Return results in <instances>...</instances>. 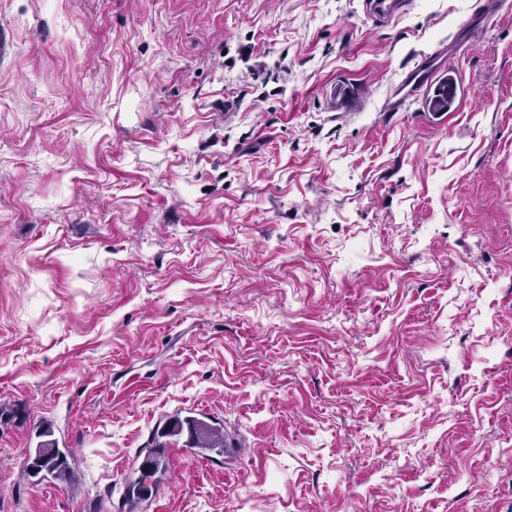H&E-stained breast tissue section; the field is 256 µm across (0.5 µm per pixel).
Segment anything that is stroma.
Returning <instances> with one entry per match:
<instances>
[{
    "instance_id": "35a3bbf8",
    "label": "stroma",
    "mask_w": 512,
    "mask_h": 512,
    "mask_svg": "<svg viewBox=\"0 0 512 512\" xmlns=\"http://www.w3.org/2000/svg\"><path fill=\"white\" fill-rule=\"evenodd\" d=\"M483 2L0 0V512H127L159 444L136 512H512ZM187 415L241 453L162 436ZM46 423L63 482L27 468ZM404 3V0H364L363 12L374 24L391 23L402 14Z\"/></svg>"
}]
</instances>
